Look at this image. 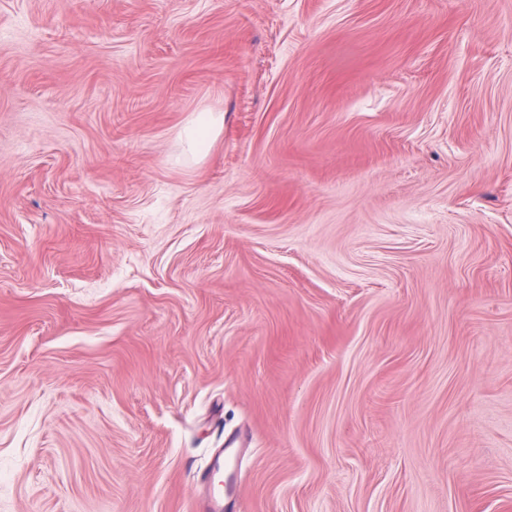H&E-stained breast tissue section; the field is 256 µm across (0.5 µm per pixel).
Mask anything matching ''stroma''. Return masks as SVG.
<instances>
[{
  "instance_id": "1",
  "label": "stroma",
  "mask_w": 512,
  "mask_h": 512,
  "mask_svg": "<svg viewBox=\"0 0 512 512\" xmlns=\"http://www.w3.org/2000/svg\"><path fill=\"white\" fill-rule=\"evenodd\" d=\"M240 430L236 512H512V0H0V512ZM220 122L221 117L213 113L208 118H198L192 130V138H189L192 154L194 156L203 155V153L207 151Z\"/></svg>"
}]
</instances>
